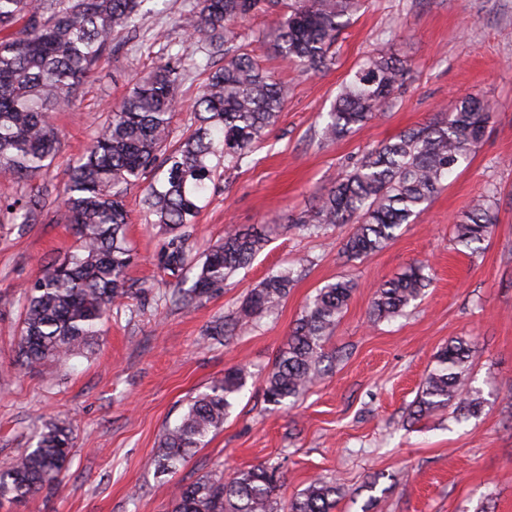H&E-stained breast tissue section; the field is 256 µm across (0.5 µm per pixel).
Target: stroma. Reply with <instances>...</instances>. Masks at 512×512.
Returning <instances> with one entry per match:
<instances>
[{
  "label": "stroma",
  "instance_id": "stroma-1",
  "mask_svg": "<svg viewBox=\"0 0 512 512\" xmlns=\"http://www.w3.org/2000/svg\"><path fill=\"white\" fill-rule=\"evenodd\" d=\"M193 3L166 0L162 12L143 16L113 42L67 111L53 116L61 148L47 177L0 178V200L46 180L62 186L136 74L177 54L185 57L186 77L176 91L172 137L194 128L206 56L187 46L175 25ZM273 22L259 13L239 20L237 30L268 75L287 85L288 99L250 164L218 180L189 240L199 257L230 229L265 228L263 250L222 288L188 309L160 304L159 293L177 289L178 279L163 264L166 234L145 221L144 185L131 187L132 295L112 308L90 349L30 370L17 358L19 288L67 257L77 238L54 207L25 227L0 215V460L35 445L53 418L70 423L74 438L63 480L0 512H171L176 485L274 461L282 465L285 500L314 479L336 480L342 496L333 512H512V0H366L339 37L335 64L319 73L285 64L267 38ZM379 48L411 66L394 101L379 119L321 143L320 113ZM470 92L493 114L482 142L382 250L352 260L342 249L349 225L317 237L293 226V217L367 151L441 120ZM490 189L497 222L478 249H466L453 226ZM416 261L433 273L423 298L394 321L370 324L376 286ZM283 267L293 269L295 281L274 314L236 336L209 335L216 320ZM342 277L356 288L326 340L322 378L295 405L267 404L263 375L316 289ZM455 339L476 354L469 377L485 399L481 415L467 419L449 406L413 418L437 351ZM233 365L250 376L223 428L176 472L158 473L150 460L165 429Z\"/></svg>",
  "mask_w": 512,
  "mask_h": 512
}]
</instances>
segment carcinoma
<instances>
[{"label": "carcinoma", "instance_id": "1", "mask_svg": "<svg viewBox=\"0 0 512 512\" xmlns=\"http://www.w3.org/2000/svg\"><path fill=\"white\" fill-rule=\"evenodd\" d=\"M151 0H0V177L28 181L46 173L60 148L51 114L65 110L73 91L94 70L112 41L135 27ZM364 0H198L177 25L192 46L205 44L207 56L224 64L209 68L193 105L198 127L174 144L172 120L181 58L171 57L139 77L123 102L110 111L106 126L71 167L62 191L60 219L73 227L77 248L61 263L21 289L24 300L18 358L34 369L48 360L67 361L89 348L108 310L129 297L126 272L128 188L148 182L146 217L168 235L165 268L194 273L182 306L221 288L263 248L266 238L250 228L234 229L197 259L186 246L189 228L216 180L234 171L262 143L288 97L239 43L235 25L248 15L277 10L268 38L282 59L305 72L334 63L333 48L345 21ZM409 72L407 62L381 49L366 58L342 84L322 116L321 139L338 141L383 111ZM490 119L488 104L476 94L462 96L448 116L389 139L342 173L296 227L315 232L350 224L343 244L350 258L383 249L397 230L414 221L444 187L461 160L476 150ZM51 195L39 187L0 205L21 224L38 223ZM497 221L495 192L481 195L455 225L456 241L471 249ZM293 271L271 273L250 290L237 310L212 326L216 336H235L255 319L278 308L288 296ZM430 284L429 266L410 264L374 293L370 317L390 320L419 299ZM355 288L338 279L316 290L296 320L287 343L263 379V395L274 405L293 402L320 378L324 340L347 308ZM474 350L462 339L436 353L414 414L421 417L455 404L465 417L481 413L484 399L468 371ZM249 372L240 366L192 398L179 423L169 428L155 469L169 473L192 449L224 425ZM73 454L68 426L50 421L35 447L0 462V500L26 503L58 480ZM280 468L275 464L238 470L227 479L202 478L177 486L172 512H333L339 488L316 480L298 496L281 502Z\"/></svg>", "mask_w": 512, "mask_h": 512}]
</instances>
